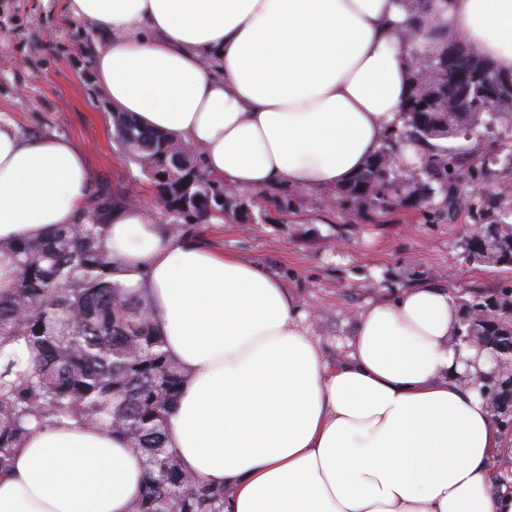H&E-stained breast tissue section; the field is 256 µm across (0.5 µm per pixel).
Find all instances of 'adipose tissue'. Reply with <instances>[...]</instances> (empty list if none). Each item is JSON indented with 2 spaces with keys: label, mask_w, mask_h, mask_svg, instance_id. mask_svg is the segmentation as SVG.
<instances>
[{
  "label": "adipose tissue",
  "mask_w": 512,
  "mask_h": 512,
  "mask_svg": "<svg viewBox=\"0 0 512 512\" xmlns=\"http://www.w3.org/2000/svg\"><path fill=\"white\" fill-rule=\"evenodd\" d=\"M104 35L93 58L114 110L203 151L239 189L347 184L402 124L415 43L401 0H66ZM438 37L512 79V0H427ZM83 149L0 121V240L43 237L87 204ZM105 246L148 290L186 373L168 416L182 468L228 488L224 512H512L479 389L492 365L454 341L448 290L358 314L328 367L282 283L114 206ZM145 465L118 435L71 421L31 435L0 475V512H129Z\"/></svg>",
  "instance_id": "ef3b65f1"
}]
</instances>
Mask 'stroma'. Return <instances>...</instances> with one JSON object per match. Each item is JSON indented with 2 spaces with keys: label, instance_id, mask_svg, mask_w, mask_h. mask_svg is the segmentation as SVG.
<instances>
[{
  "label": "stroma",
  "instance_id": "1",
  "mask_svg": "<svg viewBox=\"0 0 512 512\" xmlns=\"http://www.w3.org/2000/svg\"><path fill=\"white\" fill-rule=\"evenodd\" d=\"M92 30L69 16L66 0H0V118L28 138L56 134L85 150L91 187L141 191L154 223L169 219L139 168L122 157L111 108L85 41ZM512 136V112L498 116L493 132L475 126L452 139L464 154L479 141L487 168L481 210L448 215L442 193L425 198L428 175L396 170L400 204L392 211L359 210L340 189L304 190L278 184L284 209L254 201L253 191L228 190L224 215L183 225L181 238L228 252L262 267L297 297L303 324L328 366L349 351L356 316L369 304L409 288L437 284L456 299L459 317L473 303L487 304L496 320L512 323V269L474 260L469 239L502 219L512 200V163L497 144Z\"/></svg>",
  "mask_w": 512,
  "mask_h": 512
}]
</instances>
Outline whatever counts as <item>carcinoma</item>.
I'll list each match as a JSON object with an SVG mask.
<instances>
[{
  "mask_svg": "<svg viewBox=\"0 0 512 512\" xmlns=\"http://www.w3.org/2000/svg\"><path fill=\"white\" fill-rule=\"evenodd\" d=\"M447 49L445 42L428 52L431 74L445 87L457 80V72L437 68ZM413 103L422 105L423 115L431 119L432 107L415 80L408 99ZM407 116V123L390 132L352 181L366 186L352 199L372 209H393L398 186L381 178L378 169L393 171L399 160L395 149L445 138L458 126L482 120L480 112H450L443 127L426 134L418 113ZM113 126L124 159L145 175L162 164L165 154L182 152L177 139L142 128L131 113H113ZM457 164L446 152L407 162L439 182L450 214L477 205V196L448 188L456 182ZM184 166L193 175L187 194L194 205L183 214L167 208V184L150 181L157 202L166 207L172 232L215 217L212 208L225 194L224 184L198 164V151L185 156ZM112 205V192L96 188L73 223L59 225L42 239L0 241V252L10 254L17 268L13 286L0 294V344L21 337L30 352L26 369L16 372L15 379H5L9 368L0 373V474L8 472L15 450L30 434L75 420L121 436L142 458L147 483L130 512H224L228 490L198 482L167 447V415L186 374L164 350L147 292L128 293L112 281L115 261L104 244ZM469 252L490 261V248L478 234L471 238Z\"/></svg>",
  "mask_w": 512,
  "mask_h": 512,
  "instance_id": "1",
  "label": "carcinoma"
}]
</instances>
